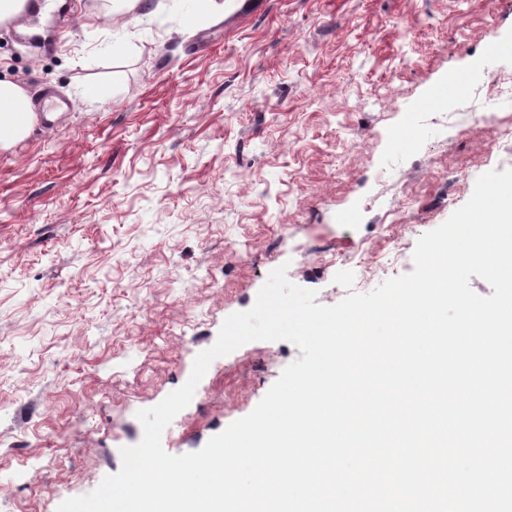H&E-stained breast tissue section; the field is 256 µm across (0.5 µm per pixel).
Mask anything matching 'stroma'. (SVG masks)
Returning <instances> with one entry per match:
<instances>
[{
    "label": "stroma",
    "mask_w": 512,
    "mask_h": 512,
    "mask_svg": "<svg viewBox=\"0 0 512 512\" xmlns=\"http://www.w3.org/2000/svg\"><path fill=\"white\" fill-rule=\"evenodd\" d=\"M82 0L51 51L0 24V78L70 103L0 150V512H57L122 467L270 272L331 306L512 167V0ZM462 87H455L456 78ZM301 352L216 358L164 449L196 452Z\"/></svg>",
    "instance_id": "obj_1"
}]
</instances>
